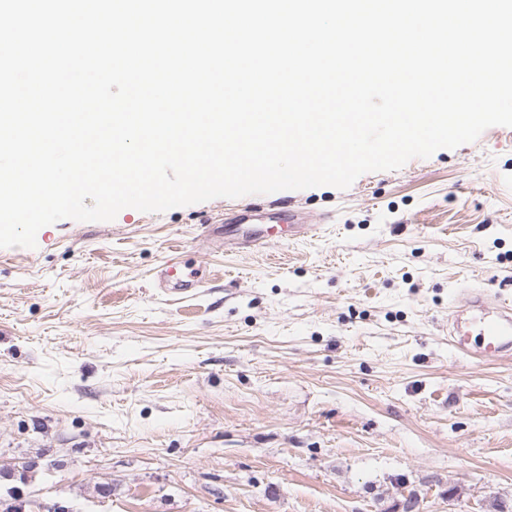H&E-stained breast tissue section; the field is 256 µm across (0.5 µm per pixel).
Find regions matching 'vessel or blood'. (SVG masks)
<instances>
[{
  "instance_id": "1",
  "label": "vessel or blood",
  "mask_w": 512,
  "mask_h": 512,
  "mask_svg": "<svg viewBox=\"0 0 512 512\" xmlns=\"http://www.w3.org/2000/svg\"><path fill=\"white\" fill-rule=\"evenodd\" d=\"M158 278L169 292L188 293L201 286L196 272L184 271L169 261L161 268ZM483 291L461 289L448 313V342L458 351H466L470 338H478L486 353H512V305L500 306L492 315L483 313Z\"/></svg>"
}]
</instances>
